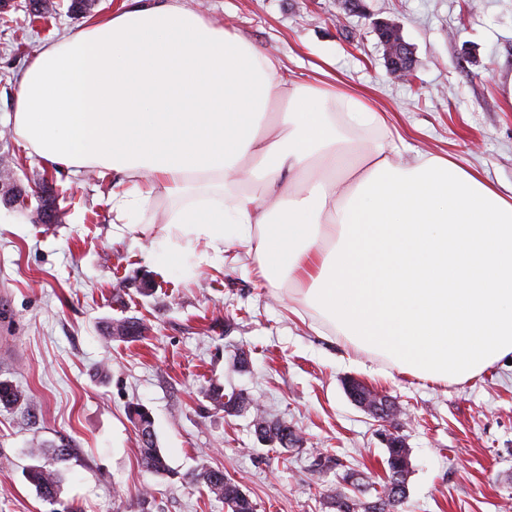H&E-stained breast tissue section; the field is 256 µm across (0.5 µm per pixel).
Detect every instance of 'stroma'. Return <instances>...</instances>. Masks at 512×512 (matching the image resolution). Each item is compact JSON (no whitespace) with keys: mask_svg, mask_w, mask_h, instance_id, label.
<instances>
[{"mask_svg":"<svg viewBox=\"0 0 512 512\" xmlns=\"http://www.w3.org/2000/svg\"><path fill=\"white\" fill-rule=\"evenodd\" d=\"M48 23L0 11V158L29 189L50 182L61 224L0 223V380L28 402L0 408V512H52L25 478L46 446L69 443L60 499L82 512H225L201 467L224 470L257 512H333L346 473L384 475L381 426L349 399L346 379L386 394L410 450L398 512H506L512 505V364L463 384L398 373L322 336L274 297L246 247L161 262L149 240L118 235V174L57 170L18 142L8 121L26 62L84 23L56 0ZM186 0L275 58L297 80L326 81L368 100L420 150L451 154L501 192L512 191V0ZM400 25L417 66L392 79L372 22ZM145 325L133 342L107 341L114 319ZM246 351V369L234 368ZM242 391L304 438L284 450L257 440L250 414L228 417L210 386ZM147 407L171 473L143 467L129 402ZM335 467L316 472L319 456ZM147 504H140V496Z\"/></svg>","mask_w":512,"mask_h":512,"instance_id":"35a3bbf8","label":"stroma"}]
</instances>
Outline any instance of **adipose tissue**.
<instances>
[{
  "label": "adipose tissue",
  "mask_w": 512,
  "mask_h": 512,
  "mask_svg": "<svg viewBox=\"0 0 512 512\" xmlns=\"http://www.w3.org/2000/svg\"><path fill=\"white\" fill-rule=\"evenodd\" d=\"M48 166L118 172L151 244L244 243L271 287L400 373L463 383L512 356V193L404 153L363 98L287 80L182 0H124L46 43L12 101Z\"/></svg>",
  "instance_id": "1"
}]
</instances>
